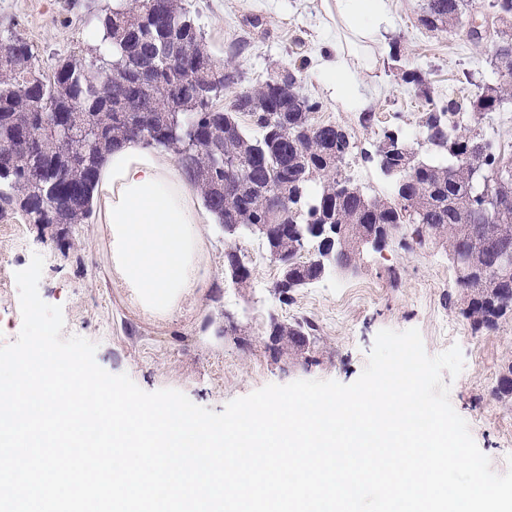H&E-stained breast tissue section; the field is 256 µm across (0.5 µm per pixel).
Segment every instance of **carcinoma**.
<instances>
[{
  "instance_id": "cac0c4a2",
  "label": "carcinoma",
  "mask_w": 512,
  "mask_h": 512,
  "mask_svg": "<svg viewBox=\"0 0 512 512\" xmlns=\"http://www.w3.org/2000/svg\"><path fill=\"white\" fill-rule=\"evenodd\" d=\"M166 2L169 27L191 34L199 62L182 76L184 92L174 100L168 92L173 77L165 68L170 44L153 22L157 3ZM471 0H421L419 21L430 31L463 24ZM499 21H512V0L488 4ZM95 32L109 45L92 49L90 57L56 60L52 76L37 73L31 46L14 33L0 36L12 45L0 62V216L12 209L31 224L46 227L84 224L92 215V199L100 162L112 147L138 139L172 152L194 181L205 205L228 239L257 237L267 252L288 255L281 277L288 291L316 284L322 275V225L336 228V248L346 258L360 255L366 233L392 237L413 226L418 244L432 242L448 256L467 246L468 225L460 211L481 204V179L464 164L469 154L485 158V173L506 160L496 138L458 120L454 100L425 113L421 137L427 155L401 140L404 151L381 163L401 167L394 199L343 189L351 182L340 166L353 149L350 132L339 124L315 121L319 104L296 95L295 74L288 81L268 79L240 90L229 111L217 107L224 89L239 81V71L226 68L205 47L190 10L182 0H125L119 9L93 16ZM119 73V80L110 78ZM404 83L430 97L426 77L415 68L401 69ZM512 102V26L499 31L492 78L471 103L488 114ZM250 117L243 126L238 114ZM90 129L71 157V171L60 176L55 159L71 149L73 137ZM288 172V207L272 210L269 186ZM314 247L307 260L304 248ZM460 288L470 297L465 308L474 329H494L512 317V278L496 275V258L484 252L475 265L455 269ZM317 329L307 321L275 323L269 335L289 352L305 350Z\"/></svg>"
}]
</instances>
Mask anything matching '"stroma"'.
<instances>
[{
	"instance_id": "stroma-1",
	"label": "stroma",
	"mask_w": 512,
	"mask_h": 512,
	"mask_svg": "<svg viewBox=\"0 0 512 512\" xmlns=\"http://www.w3.org/2000/svg\"><path fill=\"white\" fill-rule=\"evenodd\" d=\"M113 0H0V32L11 30L33 47L35 65L50 74L56 58L84 57L93 43L90 13ZM420 0H393L389 32L374 42L345 30L335 0H185L209 51L233 59L241 85L250 87L303 64V94L321 105L316 118L345 126L355 147L341 168L372 196L393 198L377 148L384 131L419 130L430 102L456 98L469 104L490 72L494 46H473L465 27L430 31L418 22ZM345 43L354 65L356 95L336 97L319 75L328 45ZM398 45L400 62L389 57ZM424 72L431 88L423 96L400 78L399 64ZM240 85V86H241ZM369 123H362L360 105ZM204 287L169 311L145 307L123 287L107 262L105 225L89 222L52 236L21 211L0 218V344L16 341L22 326L15 274L33 254L45 260L39 294L61 306L63 336L96 343L106 371L128 374L148 392L172 388L195 404L222 412L225 405L269 384L296 380L353 383L361 374L377 333L419 329L426 352L460 346L465 367L452 380L450 402L466 420L495 472L512 454V401L493 391L512 368V319L492 330H474L463 311L465 295L444 249L394 239L382 250L364 248L356 271L327 276L281 301L272 262H251L246 286L232 283L224 263L228 243L216 224L202 227ZM312 321L319 338L308 352L276 351L266 328Z\"/></svg>"
}]
</instances>
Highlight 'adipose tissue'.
Masks as SVG:
<instances>
[{"label":"adipose tissue","mask_w":512,"mask_h":512,"mask_svg":"<svg viewBox=\"0 0 512 512\" xmlns=\"http://www.w3.org/2000/svg\"><path fill=\"white\" fill-rule=\"evenodd\" d=\"M353 34L384 39L392 0H336ZM97 208L110 238L113 275L143 305L168 309L201 287V227L211 214L171 155L128 141L105 155Z\"/></svg>","instance_id":"adipose-tissue-1"}]
</instances>
